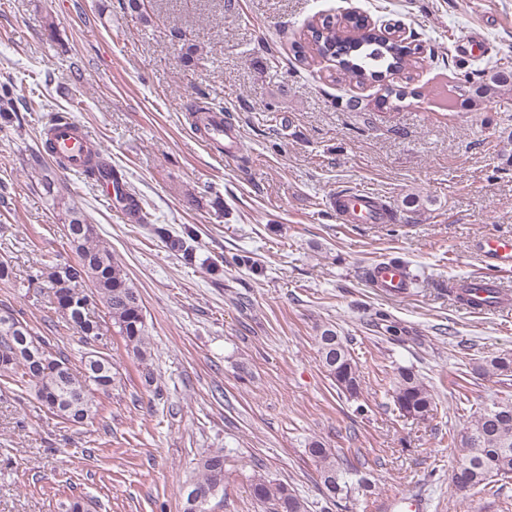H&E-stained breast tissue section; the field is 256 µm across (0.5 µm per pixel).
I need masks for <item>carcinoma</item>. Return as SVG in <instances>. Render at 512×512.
<instances>
[{"instance_id": "cac0c4a2", "label": "carcinoma", "mask_w": 512, "mask_h": 512, "mask_svg": "<svg viewBox=\"0 0 512 512\" xmlns=\"http://www.w3.org/2000/svg\"><path fill=\"white\" fill-rule=\"evenodd\" d=\"M365 20L356 18L348 22L326 20L308 25L306 40L322 57L336 62V66L349 73L360 84L382 83L383 101L395 97L400 101L405 92L385 83L391 69L403 66L411 50L399 42L389 41L376 29L366 31ZM469 96L466 101L480 104L512 90V72L502 68L490 75L464 74ZM84 175L91 179L120 180L112 165L97 150L90 151V164ZM64 207L67 225L83 224L85 231L76 247L77 261L68 266L69 287L73 288L77 307L71 310L67 323L78 330L85 343L91 344L100 336V323L93 315L92 306L101 303L110 314L114 327L123 336L127 348L142 360L147 355L148 331L143 305L136 289L112 258V253L94 243L93 227L80 211L59 198ZM321 364L336 385L348 398H356L361 388L358 366L351 354L348 340L336 329L325 327L317 337ZM51 365L41 374H30L20 361L0 363V376H6L19 387H32L37 391L55 392L61 398L57 408L46 406L52 415L72 424H81L96 415V392L99 383L112 380V363L104 358L97 372L87 376L75 372L62 354L50 356ZM476 371L502 377H512V353L499 354L483 360ZM392 400L405 416L427 420L437 411L432 391L411 367H400L392 384ZM448 447L459 449L451 473L452 485L458 490L484 491L493 480L505 481L512 477V396H498L491 404L468 416L458 432L448 434ZM308 453L318 466L320 481L329 491V501L339 504L348 495L350 465L339 467L331 449L318 440L309 443ZM224 454L220 451L203 456L197 463V475L183 492V512H194L190 493L201 492L216 498L224 492ZM249 490L255 501L267 512H308L307 502L282 483H276L259 472L248 476Z\"/></svg>"}]
</instances>
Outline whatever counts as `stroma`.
<instances>
[{"label": "stroma", "mask_w": 512, "mask_h": 512, "mask_svg": "<svg viewBox=\"0 0 512 512\" xmlns=\"http://www.w3.org/2000/svg\"><path fill=\"white\" fill-rule=\"evenodd\" d=\"M352 4L422 44L389 78L403 101H383L379 85L331 60L296 59L308 23L339 18L344 0H150L141 18L126 0H0V87L15 107L0 119V260L13 268L0 305L79 365L86 345L35 278L76 260L50 179L140 294L151 351L129 353L97 306L112 389L79 426L0 377V512H61L73 498L90 512H182V487L216 451L226 479L214 512H265L248 488L255 471L324 512L314 439L372 481L340 512L412 490L429 512H512V478L455 490L448 446L465 422L460 397L477 410L512 392V380L475 370L512 350V310L476 314L448 297L449 280L488 273L474 237L512 233V91L469 105L457 66L512 68V0ZM184 44L196 49L188 64ZM42 100L85 126L148 223L57 165ZM201 101L240 131L234 157L196 130ZM350 188L394 220L342 223L329 198ZM183 237L189 261L171 246ZM385 260L406 267V297L371 285ZM328 324L350 341L358 399L320 366L315 338ZM401 366L432 390L433 418L396 410Z\"/></svg>", "instance_id": "obj_1"}]
</instances>
